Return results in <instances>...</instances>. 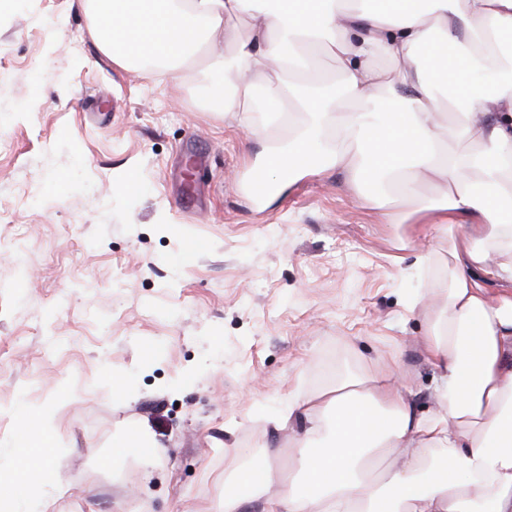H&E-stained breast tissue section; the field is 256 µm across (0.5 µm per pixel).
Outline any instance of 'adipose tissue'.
<instances>
[{
    "label": "adipose tissue",
    "instance_id": "obj_1",
    "mask_svg": "<svg viewBox=\"0 0 512 512\" xmlns=\"http://www.w3.org/2000/svg\"><path fill=\"white\" fill-rule=\"evenodd\" d=\"M78 2L114 66L196 71L208 111L260 145L251 176L269 187L264 205L336 170L387 223L405 202L428 238L448 239L446 281L411 301L433 411L394 368L289 400L268 422L303 426L293 474L258 455L238 476L262 512H512V0ZM321 51L340 66L339 90L283 85ZM447 118L468 150L444 149ZM424 184L432 196H418ZM54 446L46 433L26 460L0 448L23 472L27 512H54Z\"/></svg>",
    "mask_w": 512,
    "mask_h": 512
}]
</instances>
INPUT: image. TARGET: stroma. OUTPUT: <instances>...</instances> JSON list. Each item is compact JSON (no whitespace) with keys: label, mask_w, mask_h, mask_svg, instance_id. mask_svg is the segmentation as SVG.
I'll return each instance as SVG.
<instances>
[{"label":"stroma","mask_w":512,"mask_h":512,"mask_svg":"<svg viewBox=\"0 0 512 512\" xmlns=\"http://www.w3.org/2000/svg\"><path fill=\"white\" fill-rule=\"evenodd\" d=\"M258 150L192 75L112 65L73 0H0V439L54 414L55 512H219L232 449L288 464L266 414L350 371L398 367L429 410L410 206L385 223L334 172L263 207ZM138 425L152 466L104 467Z\"/></svg>","instance_id":"35a3bbf8"}]
</instances>
